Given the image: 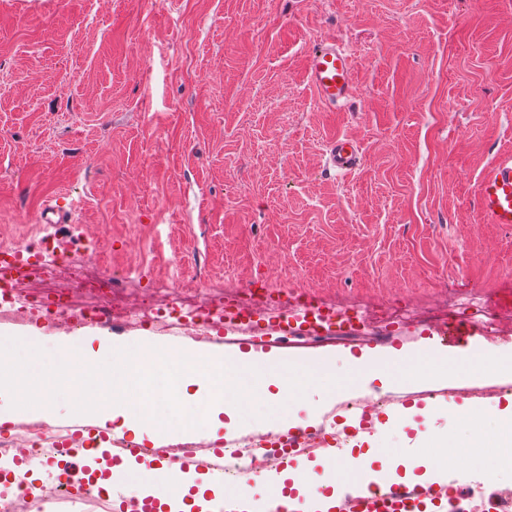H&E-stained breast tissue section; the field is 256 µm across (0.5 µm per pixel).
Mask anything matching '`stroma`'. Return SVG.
<instances>
[{"label": "stroma", "instance_id": "1", "mask_svg": "<svg viewBox=\"0 0 512 512\" xmlns=\"http://www.w3.org/2000/svg\"><path fill=\"white\" fill-rule=\"evenodd\" d=\"M327 38L355 58L348 112L327 111L303 81L305 54ZM339 133L362 148L345 176L326 164ZM509 153L512 0H0V247L22 225L53 233L38 214L58 196L85 263H107L131 305L153 279L174 281L186 300L272 287L283 310L308 294L322 306L412 312L385 329L370 321L353 341L301 345L23 315L0 321V336L37 327L49 354L96 336L281 365L328 357L340 377L349 356L427 346L512 357V227L476 213L480 180ZM471 294L495 307L496 334L446 335L450 303ZM473 386L488 390L481 405H503L512 372L375 379L335 394L316 382L295 402L251 399L233 437L280 436L309 414L319 431L347 427L331 411L369 394L385 401L371 440L345 452L411 458L417 431L393 417L436 402L429 428L449 447L452 488L481 471L484 496H512V463L471 447L470 427L446 411L471 401ZM261 408L271 417L255 418ZM119 434L159 458L183 439L208 459L224 445L207 425ZM37 471L41 512H99L87 482L62 488L54 466Z\"/></svg>", "mask_w": 512, "mask_h": 512}]
</instances>
